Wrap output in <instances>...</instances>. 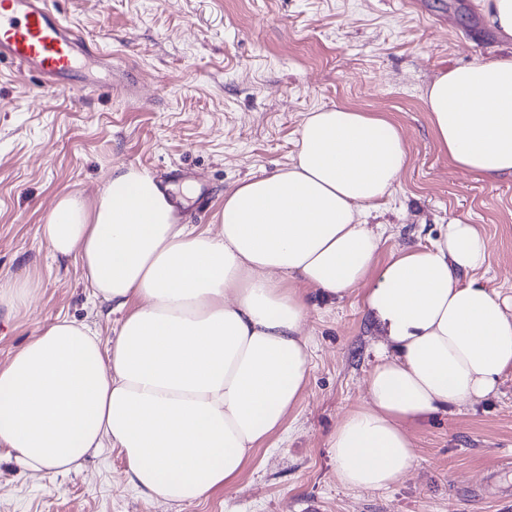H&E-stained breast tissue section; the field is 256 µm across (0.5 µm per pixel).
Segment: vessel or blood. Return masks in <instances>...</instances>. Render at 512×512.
Segmentation results:
<instances>
[{"instance_id":"obj_1","label":"vessel or blood","mask_w":512,"mask_h":512,"mask_svg":"<svg viewBox=\"0 0 512 512\" xmlns=\"http://www.w3.org/2000/svg\"><path fill=\"white\" fill-rule=\"evenodd\" d=\"M96 54L50 0H0V63L7 61L36 75L43 93H109V85L77 78L86 60Z\"/></svg>"}]
</instances>
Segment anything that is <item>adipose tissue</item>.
Listing matches in <instances>:
<instances>
[{
    "instance_id": "1",
    "label": "adipose tissue",
    "mask_w": 512,
    "mask_h": 512,
    "mask_svg": "<svg viewBox=\"0 0 512 512\" xmlns=\"http://www.w3.org/2000/svg\"><path fill=\"white\" fill-rule=\"evenodd\" d=\"M425 102L451 162L512 175V55L441 74ZM406 159L396 124L333 107L309 113L287 166L225 192L216 235L179 223L144 169L115 168L91 201L62 195L39 234L121 319L106 340L56 319L0 366V449L56 474L117 448L140 495L200 501L235 483L299 401L313 360L304 287L339 298L360 285L383 341L370 401L330 454L349 490L399 482L415 460L407 423L486 398L512 369V300L467 278L488 256L474 225L379 262L385 230L365 215Z\"/></svg>"
}]
</instances>
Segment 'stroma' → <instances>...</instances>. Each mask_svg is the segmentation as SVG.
<instances>
[{
  "label": "stroma",
  "instance_id": "obj_1",
  "mask_svg": "<svg viewBox=\"0 0 512 512\" xmlns=\"http://www.w3.org/2000/svg\"><path fill=\"white\" fill-rule=\"evenodd\" d=\"M101 52L88 72L121 85L109 97L48 96L0 68V278L33 279L25 304L0 306V365L40 326L65 316L109 338L119 320L93 302L80 264L56 261L38 233L59 196L94 199L114 168L151 170L182 197L185 223L218 227L224 192L286 166L301 124L321 108L383 116L403 133L407 163L367 221L387 231L379 255L425 245L461 219L488 241L472 279L512 296V176L453 167L425 104L441 74L512 50L479 0H55ZM314 344L297 406L237 484L171 507L136 493L119 449L66 475L0 460V512H512V371L482 401L411 423L409 474L382 491L336 479L328 442L367 399L377 336L363 290L327 298L309 287Z\"/></svg>",
  "mask_w": 512,
  "mask_h": 512
}]
</instances>
